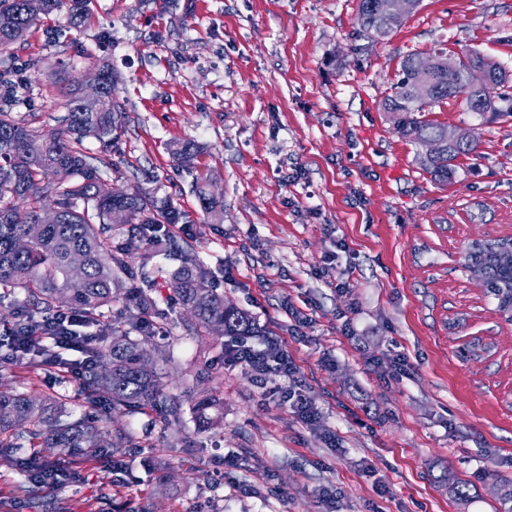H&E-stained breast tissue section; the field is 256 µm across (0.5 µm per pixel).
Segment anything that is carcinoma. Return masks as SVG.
Wrapping results in <instances>:
<instances>
[{"label":"carcinoma","mask_w":512,"mask_h":512,"mask_svg":"<svg viewBox=\"0 0 512 512\" xmlns=\"http://www.w3.org/2000/svg\"><path fill=\"white\" fill-rule=\"evenodd\" d=\"M375 0H359L358 21L373 38L388 37L395 26L373 6ZM31 0H0V48L22 39L28 31L27 13ZM43 14L65 9L73 15L86 11L87 0H42ZM430 56L436 71L430 84L421 88L418 59L405 58L400 78L383 100V109L393 115L397 132L413 143L434 138L442 144L439 153L421 166L441 181L453 173V162L474 150L456 143L448 146V127L423 119L421 113L448 98L463 97L471 112L493 109L492 92L508 82L506 72L477 51H467L448 59V51L436 48ZM480 65L490 75V92L471 105L466 97L465 77L470 67ZM106 91L96 109L89 110L78 90L68 93V113L55 131L42 134L0 109V293L24 292L19 307L20 330L33 331L34 322L58 312L80 315L101 324L98 341L88 350L89 365L83 369L81 396L102 406L95 421L71 418L64 399L56 394L43 397L19 391L0 374V457L27 475L34 487L56 485L63 476L57 460L46 459L35 465L33 457L43 448L97 457L109 449L125 446L131 440L124 428L112 429V415L134 416L161 404L164 394L154 369L170 357L166 346L151 340L143 327L150 315L143 279L136 302L135 327L142 338L133 340L118 327L104 321L102 309L114 299L119 280L115 271L126 269V258L137 254L142 265L154 257L141 226L177 224L183 215L166 202L140 194H129L122 202L125 223L131 225L126 245L112 246V197L99 193L102 181L99 158L88 155L84 140L93 138L105 145L118 135L122 107L113 100L116 75L103 62ZM210 177L196 181L201 211L209 224L224 220V200L208 189ZM50 189L59 217L54 224L41 223L46 195ZM84 258L82 278L72 276L69 258ZM466 266L484 269L483 285L497 300V307L512 300V249L503 243L483 248L464 257ZM172 291L205 332L227 336H255L254 320L248 314L224 303V295L208 287L201 268L187 261L175 272ZM20 361L61 364L58 355L36 344ZM199 427L208 428L223 417L219 400L206 394L195 405Z\"/></svg>","instance_id":"1"}]
</instances>
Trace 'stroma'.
Returning a JSON list of instances; mask_svg holds the SVG:
<instances>
[{"instance_id":"stroma-1","label":"stroma","mask_w":512,"mask_h":512,"mask_svg":"<svg viewBox=\"0 0 512 512\" xmlns=\"http://www.w3.org/2000/svg\"><path fill=\"white\" fill-rule=\"evenodd\" d=\"M358 0H90L84 15L40 16L0 51V108L42 133L68 111L70 84L98 61L118 76L122 128L99 157L107 187L168 201L187 221L147 269L130 258L109 314L141 273L167 329L160 371L180 418L114 415L135 439L80 463L81 480L42 488L0 463V512H498L512 477V322L464 266L468 242L512 235V87L489 112L460 98L426 117L467 132L473 152L440 181L416 162L382 101L407 55L475 50L512 76V0H422L390 36L362 32ZM194 141L193 167L172 153ZM212 174L224 221L204 223L192 191ZM189 256L208 285L285 340L320 412L305 426L265 401L284 377L224 362L227 336L195 334L171 275ZM344 288H337V278ZM303 312L296 322L290 309ZM19 391L61 393L96 417L75 381L15 365ZM404 355L411 371L375 362ZM224 418L199 430L201 393ZM170 474L160 486L150 463ZM462 482L465 503L448 496Z\"/></svg>"}]
</instances>
